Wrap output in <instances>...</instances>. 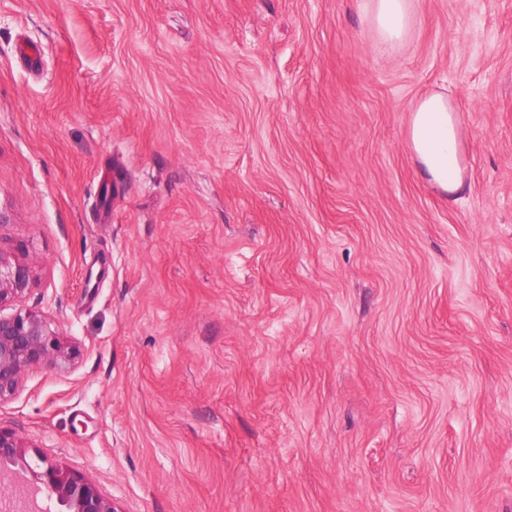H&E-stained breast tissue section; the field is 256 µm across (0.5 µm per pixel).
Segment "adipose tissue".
I'll return each instance as SVG.
<instances>
[{
	"instance_id": "obj_1",
	"label": "adipose tissue",
	"mask_w": 512,
	"mask_h": 512,
	"mask_svg": "<svg viewBox=\"0 0 512 512\" xmlns=\"http://www.w3.org/2000/svg\"><path fill=\"white\" fill-rule=\"evenodd\" d=\"M411 0H372L369 18L382 42L402 41L410 26ZM410 138L422 175L449 196L466 188L459 165V129L448 98L430 94L413 109Z\"/></svg>"
}]
</instances>
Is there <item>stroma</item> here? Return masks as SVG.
I'll return each instance as SVG.
<instances>
[{"label":"stroma","mask_w":512,"mask_h":512,"mask_svg":"<svg viewBox=\"0 0 512 512\" xmlns=\"http://www.w3.org/2000/svg\"><path fill=\"white\" fill-rule=\"evenodd\" d=\"M0 0V429L118 512H512V0ZM457 109L469 189L412 156ZM370 23L383 43L402 41L410 26L412 0H371ZM410 138L421 174L450 197L466 188L459 165V129L448 98L430 94L413 109ZM32 284L30 266L0 248V306L22 299ZM75 349L56 337L46 317L33 310L0 315V405L18 393L23 376L32 368H65Z\"/></svg>","instance_id":"stroma-1"}]
</instances>
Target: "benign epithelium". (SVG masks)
Returning <instances> with one entry per match:
<instances>
[{"mask_svg":"<svg viewBox=\"0 0 512 512\" xmlns=\"http://www.w3.org/2000/svg\"><path fill=\"white\" fill-rule=\"evenodd\" d=\"M32 284L31 267L0 250V305L22 299ZM75 349L56 337L46 317L33 310L0 315V405L18 393L32 368L50 371L70 364ZM27 446L0 430V469L26 463ZM32 474L40 489L64 507L63 512H117L112 501L63 469L46 465Z\"/></svg>","mask_w":512,"mask_h":512,"instance_id":"7a95c632","label":"benign epithelium"}]
</instances>
